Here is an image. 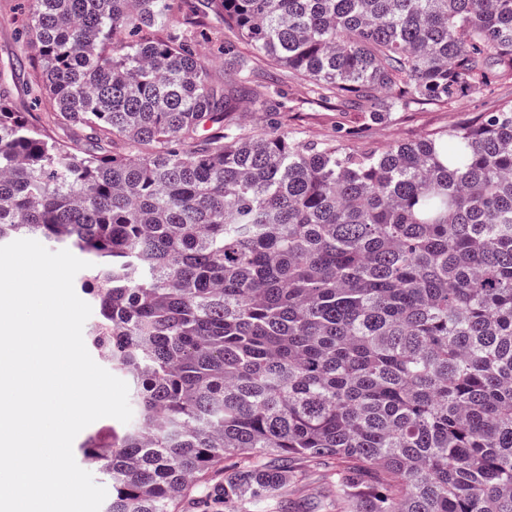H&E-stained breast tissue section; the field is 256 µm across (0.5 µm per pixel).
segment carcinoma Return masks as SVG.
I'll return each instance as SVG.
<instances>
[{"label": "carcinoma", "instance_id": "cac0c4a2", "mask_svg": "<svg viewBox=\"0 0 512 512\" xmlns=\"http://www.w3.org/2000/svg\"><path fill=\"white\" fill-rule=\"evenodd\" d=\"M355 124L512 78V0H29L32 91L0 71V242L94 258L88 341L134 424L80 445L106 512L288 510L295 459L335 460L344 512H512V103L354 149L248 133L185 28L209 18ZM124 150H117V144ZM244 461L245 459L240 457H226L223 460L219 461L211 470L199 476V478L194 482V484L190 487L188 491L187 501L184 503L183 507H180L181 505H179V508H177V510H179L180 512H182V510L183 512L203 511L204 507L202 506V504L195 505L196 508L191 509V500H189L190 497L196 495L205 484L210 482V480L214 478L224 477V472H228L236 468L237 466L241 465Z\"/></svg>", "mask_w": 512, "mask_h": 512}]
</instances>
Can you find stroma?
<instances>
[{"mask_svg":"<svg viewBox=\"0 0 512 512\" xmlns=\"http://www.w3.org/2000/svg\"><path fill=\"white\" fill-rule=\"evenodd\" d=\"M26 0H0V68L20 63L21 71L11 85L10 95L18 111H34L35 105L27 95V83L32 69L28 56L19 41L26 20ZM189 36L209 61L210 79L225 87L233 75L224 64V50L234 47L245 51L236 31L223 23H211L204 31H190ZM251 67L257 90L276 85L279 94L269 100V109L256 111L251 98L237 102L236 119L248 131L285 134L310 143L335 139L340 128L351 126L353 116L335 102L313 98L307 82L296 72L271 64L265 57L251 54ZM512 102V80L502 79L481 94L446 105L413 107L395 113L391 120L359 130L353 141L360 148H377L388 143L410 142L429 133L453 126L475 123L488 112L499 111ZM335 461L315 462L299 459L288 483V505L293 512H338L334 488Z\"/></svg>","mask_w":512,"mask_h":512,"instance_id":"1","label":"stroma"}]
</instances>
